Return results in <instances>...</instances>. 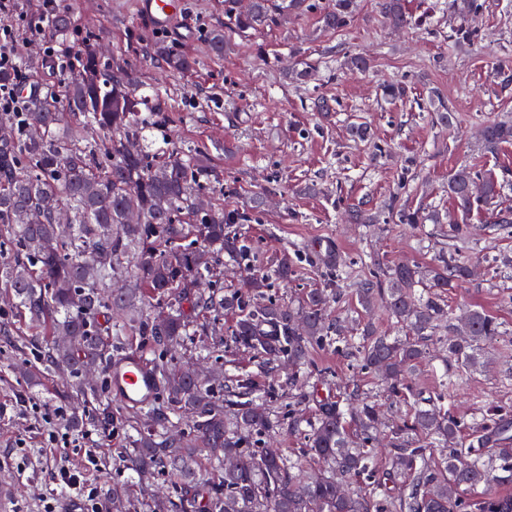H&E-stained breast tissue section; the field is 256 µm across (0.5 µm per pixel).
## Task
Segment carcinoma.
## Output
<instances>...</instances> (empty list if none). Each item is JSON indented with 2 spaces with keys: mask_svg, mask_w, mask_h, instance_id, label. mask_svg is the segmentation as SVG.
I'll use <instances>...</instances> for the list:
<instances>
[{
  "mask_svg": "<svg viewBox=\"0 0 512 512\" xmlns=\"http://www.w3.org/2000/svg\"><path fill=\"white\" fill-rule=\"evenodd\" d=\"M384 18L396 26L412 24L402 0H380ZM318 12L323 27L339 31L351 21L353 0H250L237 10L224 0L228 29L240 35L259 32L276 15ZM140 99L125 91L122 78L91 52L78 72L26 102L40 115L31 125L0 142V224L9 236L0 241V284L15 299L39 346L41 364L61 378L80 383L93 364L105 374L114 359L140 337L150 344V363L158 380V400L144 407L112 406L103 391L79 387L70 397L75 425L105 429L121 422L128 432L126 467L136 474L141 499L130 491H112L125 512H512V494L495 486L512 482V412L495 409L467 423L444 409L457 380L444 375L425 396L411 378L426 358L440 327L448 329V358L464 371L483 367L486 345L502 336L501 323L482 309L456 324L442 296L470 275L464 249L471 238L475 210L490 216L502 231L512 217L492 212L500 185L461 167L448 176V197L457 219L448 224V250L422 272L416 266L388 267L373 258L368 272L350 284L357 302L369 310L381 303L387 315L412 335L391 337L362 328L355 346L360 369L379 373L393 397L409 394V414L389 429L391 468L377 467L372 445L386 427L367 396L353 392L342 401L311 399L305 418L295 405L281 402L270 388L260 392L251 381L225 378L206 385L192 366L180 365L171 350L187 336H203L208 351L224 348L219 316L235 315L233 342L262 359L267 374L287 359L299 368L296 385L310 377L309 358L316 346L335 343L327 321L328 305L339 297L331 284L306 291L296 303L267 292L270 279L288 280L293 261L283 257L274 273L252 278L245 289L224 292L217 282L199 288L203 272L222 256L237 261L251 248L235 225L258 219L255 208L221 204L209 210L198 200L222 182L196 151H173L161 161L132 140L162 122L141 114ZM486 148L512 141V124L493 121L483 130ZM481 180V194L472 192ZM70 214L69 225L56 213ZM130 211L138 224L126 222ZM400 224L439 223L438 213L391 204ZM39 213L41 220L31 219ZM134 273L129 287L112 294L110 285L124 262ZM422 292H417V287ZM296 432L305 448L287 457L275 448H258L262 437ZM237 465L224 469V460ZM220 472L218 481L198 477L200 461ZM342 477L362 481L365 489L341 494Z\"/></svg>",
  "mask_w": 512,
  "mask_h": 512,
  "instance_id": "obj_1",
  "label": "carcinoma"
}]
</instances>
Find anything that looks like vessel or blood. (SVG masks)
Masks as SVG:
<instances>
[{
  "instance_id": "vessel-or-blood-1",
  "label": "vessel or blood",
  "mask_w": 512,
  "mask_h": 512,
  "mask_svg": "<svg viewBox=\"0 0 512 512\" xmlns=\"http://www.w3.org/2000/svg\"><path fill=\"white\" fill-rule=\"evenodd\" d=\"M136 19L152 28L163 30L182 23L187 0H136ZM113 399L126 407H141L153 402L159 387L144 355L131 349L114 360L110 369Z\"/></svg>"
}]
</instances>
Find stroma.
<instances>
[{"label":"stroma","instance_id":"35a3bbf8","mask_svg":"<svg viewBox=\"0 0 512 512\" xmlns=\"http://www.w3.org/2000/svg\"><path fill=\"white\" fill-rule=\"evenodd\" d=\"M52 2L54 12L73 15L68 37L48 24L43 0H15L4 19L18 35L19 56L37 54L43 83L57 84L88 50L120 63L132 94L146 98L142 112L166 117L151 134L157 146L201 152L222 175L224 187L211 191L208 203L258 208L260 223L238 227L252 246L246 265L227 260L214 271L225 289L241 287L253 271L273 270L286 251L302 255L288 284L274 286L287 300L323 286L321 257L327 251L352 278L371 256L387 265L428 267L443 244V225L428 223L419 231L393 223L388 205L452 212L448 176L462 166L493 175L502 185L501 210H512V144L491 153L480 136L485 120L512 122V81H503L512 78V0H483L472 21L478 35L468 44L450 40L461 24L454 0H404L414 23L402 29L383 17L379 0H357L342 31L325 29L318 14H291L249 36L231 34L221 57L211 52L208 38L224 28V0H189L187 37L136 21L133 0ZM52 42L67 48V60L47 55ZM170 51L188 53L194 66L169 68L164 55ZM351 54L366 56L368 69H343ZM396 81L403 83L404 96L381 100L382 86ZM321 98L328 111H317ZM441 105L452 116L445 126L437 112ZM356 121L370 123L373 140L350 138L348 127ZM404 181L411 191L401 190ZM356 206L378 215L373 230L347 220L346 209ZM487 219L486 213L473 214V274L447 296L451 318L482 309L503 324L490 364L470 373L447 404L467 421L494 409L512 410V270L492 263L501 253L512 254V233L489 230ZM330 314L343 317L347 337L367 317L378 332H398L384 311L365 315L348 288ZM4 321L12 337L0 336V403L9 406L0 414V483L15 488L10 512H45L50 502L56 512H68L74 497L58 492L55 482L62 467L94 489L102 512H114L113 485L133 482L122 458L126 434L119 427L92 430L87 438L75 431L70 444L43 443L42 432L51 428L45 415L64 407L66 384L47 372L34 387L19 375L15 346L28 332L0 291ZM179 354L223 374H249L263 387L270 383L258 359L232 345L214 358L190 336ZM311 359L320 371L313 379L315 395L344 399L356 389L377 400L389 419L408 413L409 404L388 399L346 351L318 347Z\"/></svg>","mask_w":512,"mask_h":512}]
</instances>
